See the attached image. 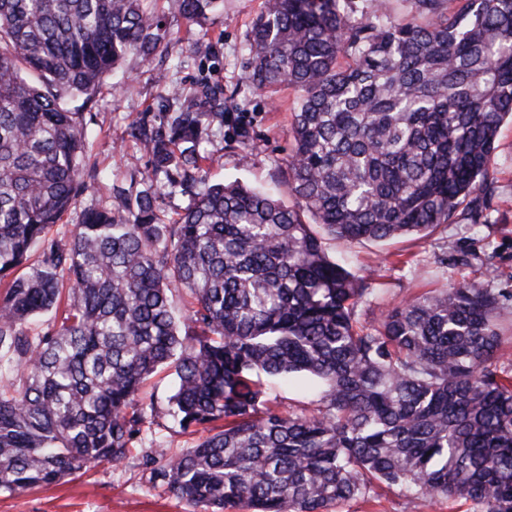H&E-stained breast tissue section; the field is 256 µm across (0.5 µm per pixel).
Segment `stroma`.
Segmentation results:
<instances>
[{
	"mask_svg": "<svg viewBox=\"0 0 512 512\" xmlns=\"http://www.w3.org/2000/svg\"><path fill=\"white\" fill-rule=\"evenodd\" d=\"M143 5L163 17L172 38L150 57L127 55L118 69L104 78L87 105L93 117L87 151L99 176L80 198V209L107 203L115 185L134 194L148 189L150 158L132 137L131 124L138 120L155 128L167 127L178 102L156 83L155 74L160 70L186 95L204 81L224 90V108L233 123L211 128L202 143L213 157L209 181L237 179L294 205L284 168L296 94L290 89L260 94L245 80L247 43L263 0H222L201 27L187 24L181 0H144ZM201 36L213 45V53L192 49V42ZM236 123L249 133L248 150L230 142ZM493 167L488 223L474 224L460 216L425 237L404 236L385 243L327 240L329 254L365 278L371 288L359 307L362 321L378 322L388 309L414 295L464 280L484 281L499 298L498 324L504 338L501 354L503 360L512 361L511 122L500 129ZM173 382L172 372L160 369L146 382L140 397L148 405L153 435L161 438L169 452L178 453L193 446L198 436L181 432L168 414ZM267 397L281 412L309 414L318 407L309 383L303 380L268 386ZM145 455V449L135 448L119 465L98 461L88 471L56 484L0 492V512H194L155 478ZM338 512H471V506L445 500L413 503L405 490L379 484L370 497L342 503Z\"/></svg>",
	"mask_w": 512,
	"mask_h": 512,
	"instance_id": "obj_1",
	"label": "stroma"
}]
</instances>
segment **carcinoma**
<instances>
[{
  "instance_id": "obj_1",
  "label": "carcinoma",
  "mask_w": 512,
  "mask_h": 512,
  "mask_svg": "<svg viewBox=\"0 0 512 512\" xmlns=\"http://www.w3.org/2000/svg\"><path fill=\"white\" fill-rule=\"evenodd\" d=\"M214 0H181L199 24ZM265 0L248 84L297 92L290 207L239 181L211 184L202 133L224 123L217 90L183 96L168 130L134 121L151 190L85 208L97 179L92 101L129 53L171 34L141 0H0V491L123 462L144 440L141 385L174 371L170 415L193 447L147 461L205 512H332L376 484L416 499L512 512V363L499 301L478 281L415 296L363 325L367 282L324 236H426L492 193L512 119V0ZM33 75L31 81L26 75ZM197 185L165 224L156 200ZM313 217L308 223L305 214ZM193 295L179 315L172 291ZM305 377L312 414L282 413L263 379Z\"/></svg>"
}]
</instances>
